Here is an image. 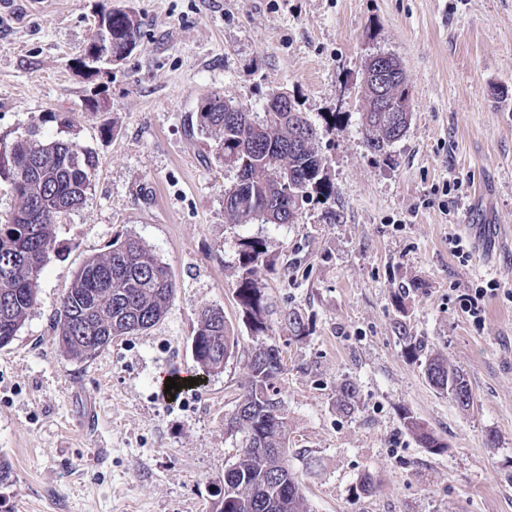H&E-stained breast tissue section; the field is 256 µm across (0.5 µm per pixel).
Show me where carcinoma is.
Wrapping results in <instances>:
<instances>
[{"label":"carcinoma","instance_id":"obj_1","mask_svg":"<svg viewBox=\"0 0 512 512\" xmlns=\"http://www.w3.org/2000/svg\"><path fill=\"white\" fill-rule=\"evenodd\" d=\"M112 29V49L123 60L136 48L139 24L126 9L105 13ZM391 80L396 103L411 101L400 64L392 61ZM270 94L262 116L247 111L242 120H227L224 98L217 94L200 101L196 125L214 140L211 151L236 171L224 194L231 200L225 212L231 220L279 224L295 218L296 204L313 192L330 195L325 164L313 140L302 143L296 130L315 134L304 113L277 112ZM367 149L384 155L400 140L382 113L362 115ZM92 150L62 139L46 140L39 131L12 142L0 139V178L9 182L19 200L10 223L0 224V347L9 345L36 302L44 267L56 246V221L79 208L95 176ZM236 298L244 321L256 334L267 330V306L256 279L258 267L268 265L264 244L257 238L238 243ZM175 290L168 269L138 240L112 243L102 256L84 261L74 273L54 320L61 351L88 360L112 340L145 332L164 316ZM238 337L224 319V310H202L192 338L199 369L215 373L234 357ZM279 349L259 338L247 364L241 401L227 417L228 431L243 434L241 453L224 470V498L217 512H307L299 479L288 466V413L281 397ZM431 385L459 406L473 403L468 381L438 358L425 360ZM404 425L421 447L441 453L446 445L406 413Z\"/></svg>","mask_w":512,"mask_h":512}]
</instances>
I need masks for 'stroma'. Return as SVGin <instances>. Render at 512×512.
I'll list each match as a JSON object with an SVG mask.
<instances>
[{"mask_svg": "<svg viewBox=\"0 0 512 512\" xmlns=\"http://www.w3.org/2000/svg\"><path fill=\"white\" fill-rule=\"evenodd\" d=\"M26 2L0 0V136L38 126L92 149L97 172L0 348V458L13 469L0 512H215L240 445L224 416L254 345L235 295L244 237L271 260L257 278L309 512H512V0ZM111 6L136 16L137 47L94 76L79 61ZM380 53L401 61L413 103L387 157L361 129L362 73ZM277 91L314 126L333 193L299 202L292 224H238L224 211L236 173L209 157L191 117L213 93L258 112ZM128 236L175 282L164 317L93 359L65 356L53 323L74 271ZM491 280L473 323L459 297ZM206 307L223 309L237 352L168 394L163 377L197 368ZM288 311L305 337L282 323ZM408 336L465 376L472 406L428 382ZM406 412L443 453L420 447ZM366 475L374 491L355 496Z\"/></svg>", "mask_w": 512, "mask_h": 512, "instance_id": "1", "label": "stroma"}]
</instances>
